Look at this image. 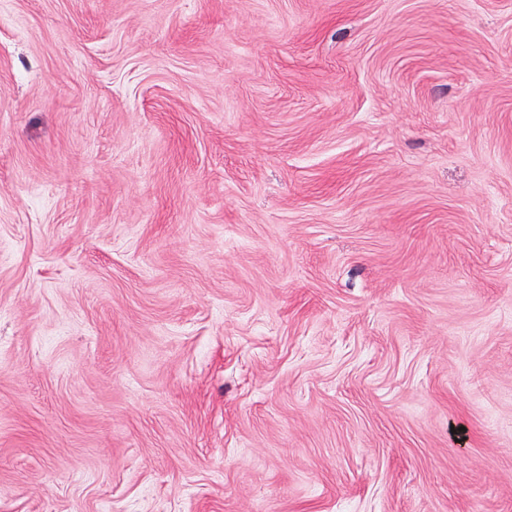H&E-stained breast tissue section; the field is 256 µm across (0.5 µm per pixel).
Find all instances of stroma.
Listing matches in <instances>:
<instances>
[{"instance_id":"35a3bbf8","label":"stroma","mask_w":512,"mask_h":512,"mask_svg":"<svg viewBox=\"0 0 512 512\" xmlns=\"http://www.w3.org/2000/svg\"><path fill=\"white\" fill-rule=\"evenodd\" d=\"M0 512H512V0H0Z\"/></svg>"}]
</instances>
